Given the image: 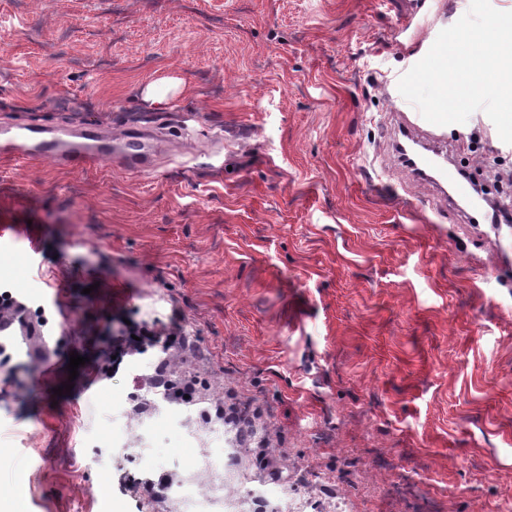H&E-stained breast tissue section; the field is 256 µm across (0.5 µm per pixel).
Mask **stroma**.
Here are the masks:
<instances>
[{"label":"stroma","instance_id":"stroma-1","mask_svg":"<svg viewBox=\"0 0 512 512\" xmlns=\"http://www.w3.org/2000/svg\"><path fill=\"white\" fill-rule=\"evenodd\" d=\"M469 6L0 0V123L155 145L143 174L0 159L24 307L0 339V492L24 475V512H185L127 490L164 476L223 486L211 512H489L512 494V227L397 152L399 80ZM447 135L450 164L512 186L485 112ZM143 324L189 344L86 391L108 339ZM164 360L197 380L192 403L155 400Z\"/></svg>","mask_w":512,"mask_h":512}]
</instances>
